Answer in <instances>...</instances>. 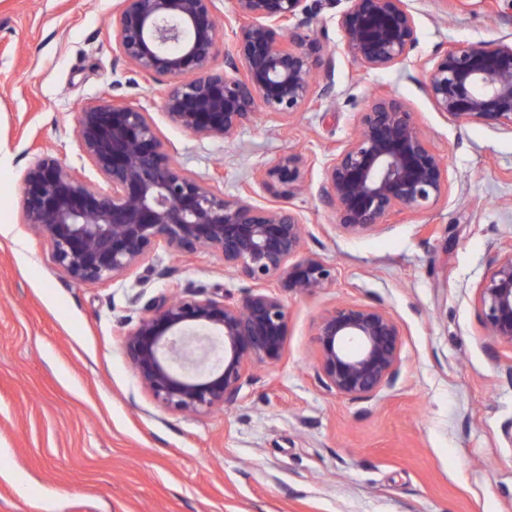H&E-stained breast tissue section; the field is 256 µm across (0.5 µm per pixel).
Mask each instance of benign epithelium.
Returning a JSON list of instances; mask_svg holds the SVG:
<instances>
[{"instance_id": "obj_1", "label": "benign epithelium", "mask_w": 512, "mask_h": 512, "mask_svg": "<svg viewBox=\"0 0 512 512\" xmlns=\"http://www.w3.org/2000/svg\"><path fill=\"white\" fill-rule=\"evenodd\" d=\"M336 19L341 51L374 71L396 67L418 43L406 0H348ZM213 0H118L112 29L120 57L145 79L166 81L169 122L200 138L231 142L256 108L289 119L309 108L317 74L331 93L332 61L303 32L316 14L306 0H235L236 49L214 65L221 34ZM434 108L460 125L512 129V40L450 43L423 64ZM81 150L105 192L57 158L31 163L21 209L49 259L76 283L115 281L163 248L212 253L252 287L239 300L204 294L154 300L123 340L141 386L162 408L196 415L224 408L246 374L284 355L288 310L270 289L313 295L332 274L303 248V224L282 204L228 196L177 164L150 113L101 97L77 115ZM302 158L280 157L260 174L277 197L301 177ZM447 163L398 96L372 97L357 135L323 164L322 203L342 232L358 236L401 211L422 212L448 197ZM479 288V318L495 341L512 346V249L490 248ZM325 388L357 402L395 382L401 330L378 306L344 303L316 328Z\"/></svg>"}]
</instances>
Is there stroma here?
<instances>
[{
	"label": "stroma",
	"mask_w": 512,
	"mask_h": 512,
	"mask_svg": "<svg viewBox=\"0 0 512 512\" xmlns=\"http://www.w3.org/2000/svg\"><path fill=\"white\" fill-rule=\"evenodd\" d=\"M116 4L0 0V512H512V347L477 313L490 247L512 244V131L447 119L419 69L441 46L512 36V0H408L419 42L384 72L340 52L348 2L323 0L311 28L335 59L333 95L289 121L258 114L229 143L170 124L159 83L118 56ZM384 89L445 158L450 190L349 237L319 199L322 166ZM104 96L149 112L175 160L228 195L286 152L306 162L286 203L334 279L313 296L284 292L282 361L251 370L224 409L157 406L123 339L158 296L238 299L248 281L215 255L161 249L126 277L76 284L23 221V173L37 157L98 182L76 121ZM343 302L385 308L402 333L397 380L366 401L319 379L316 327Z\"/></svg>",
	"instance_id": "35a3bbf8"
}]
</instances>
